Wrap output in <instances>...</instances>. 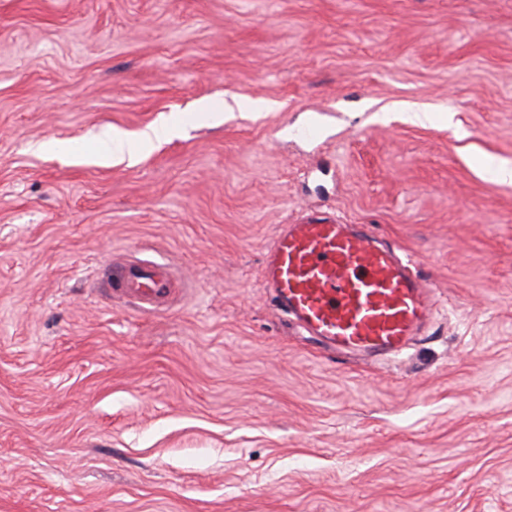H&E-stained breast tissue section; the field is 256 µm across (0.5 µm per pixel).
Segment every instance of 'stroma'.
<instances>
[{"mask_svg":"<svg viewBox=\"0 0 512 512\" xmlns=\"http://www.w3.org/2000/svg\"><path fill=\"white\" fill-rule=\"evenodd\" d=\"M478 157L512 165V0H0V512H512V181ZM310 211L431 285L395 360L273 307ZM130 257L190 294L114 299ZM170 129L165 125L148 126L134 137L128 136L126 133L113 129L107 133V151L103 155L104 162H121L126 158L129 160L137 157L144 145L167 135Z\"/></svg>","mask_w":512,"mask_h":512,"instance_id":"35a3bbf8","label":"stroma"}]
</instances>
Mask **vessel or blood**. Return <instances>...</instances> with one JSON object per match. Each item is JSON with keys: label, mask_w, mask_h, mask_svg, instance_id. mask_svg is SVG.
<instances>
[{"label": "vessel or blood", "mask_w": 512, "mask_h": 512, "mask_svg": "<svg viewBox=\"0 0 512 512\" xmlns=\"http://www.w3.org/2000/svg\"><path fill=\"white\" fill-rule=\"evenodd\" d=\"M263 282L276 310L326 348L397 356L432 314L429 285L367 224L306 214L280 225L263 257ZM112 295L152 312L176 299L169 265L113 264Z\"/></svg>", "instance_id": "obj_1"}]
</instances>
